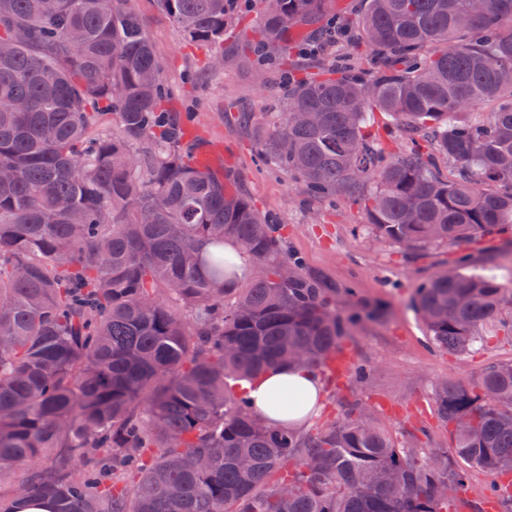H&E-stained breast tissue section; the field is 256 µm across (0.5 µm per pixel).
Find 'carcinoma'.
Here are the masks:
<instances>
[{"mask_svg": "<svg viewBox=\"0 0 512 512\" xmlns=\"http://www.w3.org/2000/svg\"><path fill=\"white\" fill-rule=\"evenodd\" d=\"M185 39L224 58L230 0H157ZM327 0H275L259 37L281 49ZM370 57L288 86L261 158L315 198H346L406 251L512 230V0H366ZM0 512H512V362L435 385L451 450L394 440L347 400L302 434L273 427L238 387L314 369L382 310L287 253L278 225L197 159L132 0H0ZM493 106L481 123L468 120ZM399 142L379 141L373 109ZM317 112L320 122H291ZM116 117L119 133L105 125ZM452 166L440 170L438 157ZM251 261L238 282L224 243ZM436 271L411 305L439 349L467 354L512 323L493 276ZM286 265L294 271L279 277Z\"/></svg>", "mask_w": 512, "mask_h": 512, "instance_id": "carcinoma-1", "label": "carcinoma"}]
</instances>
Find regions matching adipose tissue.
Here are the masks:
<instances>
[{"label": "adipose tissue", "mask_w": 512, "mask_h": 512, "mask_svg": "<svg viewBox=\"0 0 512 512\" xmlns=\"http://www.w3.org/2000/svg\"><path fill=\"white\" fill-rule=\"evenodd\" d=\"M242 391L268 424L298 431L315 412L323 385L315 370L295 366L269 370L243 383Z\"/></svg>", "instance_id": "ef3b65f1"}]
</instances>
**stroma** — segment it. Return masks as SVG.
Here are the masks:
<instances>
[{
    "instance_id": "1",
    "label": "stroma",
    "mask_w": 512,
    "mask_h": 512,
    "mask_svg": "<svg viewBox=\"0 0 512 512\" xmlns=\"http://www.w3.org/2000/svg\"><path fill=\"white\" fill-rule=\"evenodd\" d=\"M133 6L164 79L176 94L178 111L191 113L194 135L221 155L224 171L234 176L259 212L281 224L284 249L299 256L308 271L322 274L336 287L355 289L359 297L388 310L384 322L362 329L343 344L350 358L373 366V375L354 388L347 376H324L321 405L306 432L336 418L344 399L352 398L394 438L415 426L425 430L416 442L423 452L449 447L434 414L436 382H472L488 365L512 361V334L490 330L482 345L464 355L433 347L410 300L428 276L447 268V245L409 255L369 233L358 205L308 200L300 180L258 158L257 133L267 126L270 113L283 110L287 76L313 72L321 65L299 52L302 44L318 36L317 27L290 38L289 58L272 54L267 63H260L256 49L262 4L247 0L224 38V64L214 70L208 66L206 47L183 39L156 0H134Z\"/></svg>"
}]
</instances>
